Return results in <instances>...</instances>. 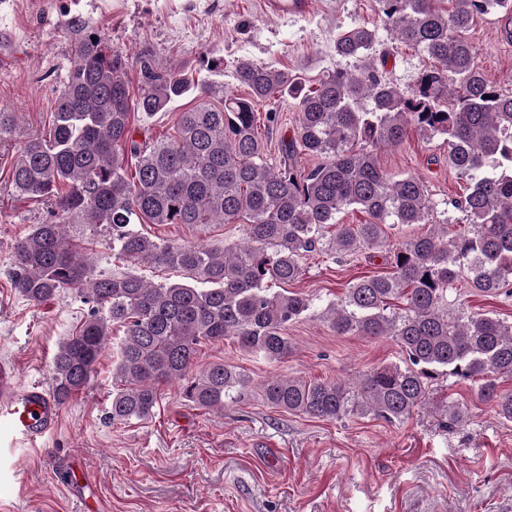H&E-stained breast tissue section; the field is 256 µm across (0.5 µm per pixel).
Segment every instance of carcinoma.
I'll list each match as a JSON object with an SVG mask.
<instances>
[{"label":"carcinoma","instance_id":"carcinoma-1","mask_svg":"<svg viewBox=\"0 0 512 512\" xmlns=\"http://www.w3.org/2000/svg\"><path fill=\"white\" fill-rule=\"evenodd\" d=\"M375 2L393 37L431 60L410 89L379 71L377 32L356 25L336 33L334 50L362 68L339 66L313 89L285 69L240 60L234 77L248 96L226 95L215 106L208 82L142 60L143 87L132 102L128 61L81 25L49 133L25 137L17 115L0 110V145L22 140L11 165L16 196L50 205L49 220L13 244L11 288L32 304L72 288L88 306L52 356L55 406L87 386L117 325L123 337L112 420L151 418L158 386L169 382L197 408L222 410L246 379L220 362L195 370L199 347L232 338L248 353L280 361L290 351L288 325L317 317L339 336L394 337L406 366L377 367L355 381L271 377L263 384L269 405L325 420L391 423L432 407L452 428L465 422L464 406L450 398L430 402L432 382L445 375L470 381L499 417L512 420V391L499 388L512 377V322L452 303L463 277L486 296L512 285V92L487 81L467 37L476 18L511 15L512 0H450L449 9L439 6L443 0ZM285 93L298 100V127L273 165L255 133V103ZM188 95L197 104L177 113L173 137L134 139L131 109L153 116ZM410 124L448 145V163L467 189L449 205L468 229L445 218L431 234L390 244L386 229L427 224L435 210L419 177L393 180L379 164L377 148L400 144ZM302 154L320 162L302 169ZM349 207L369 220L337 223ZM241 217L244 241L222 250L157 242L132 227L136 220L233 224ZM70 224L108 226L112 250L130 270L96 271L68 235ZM326 244L339 257L378 250L390 272L350 283L324 308L277 289L300 279L303 253ZM138 266L172 268L187 280L155 285L134 271Z\"/></svg>","mask_w":512,"mask_h":512}]
</instances>
